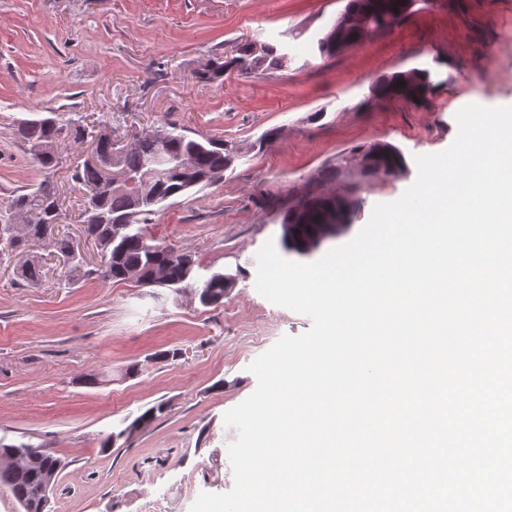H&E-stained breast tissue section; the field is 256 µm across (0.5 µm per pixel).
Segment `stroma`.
<instances>
[{"instance_id":"obj_1","label":"stroma","mask_w":512,"mask_h":512,"mask_svg":"<svg viewBox=\"0 0 512 512\" xmlns=\"http://www.w3.org/2000/svg\"><path fill=\"white\" fill-rule=\"evenodd\" d=\"M347 0H0V204L51 179L63 213L56 233L93 251L73 177L90 152L65 139L47 175L13 135L36 114L62 112L105 123L115 139L142 129L185 127L249 145L222 182L167 201L148 231L191 252L197 277L237 275L217 307L190 293L134 282L106 283L72 271L54 248L39 252V287L16 277L21 256L0 261V441L43 446L67 463L46 512H190L201 492L234 484L226 411L250 396L248 365L307 317L255 288L258 250L283 229L260 209L265 190L301 183L359 145L388 142L409 163L374 183L355 223L329 240H351L376 204L413 184L416 154L445 150L455 115L469 104H512V0H431L390 36L331 59L315 38ZM240 37L282 45L286 68L235 72L201 84L197 69ZM431 69L442 86L426 106L393 100L360 109L377 77ZM280 131L262 150L266 130ZM98 384H89L90 376ZM165 414L110 451L107 433L157 402Z\"/></svg>"}]
</instances>
